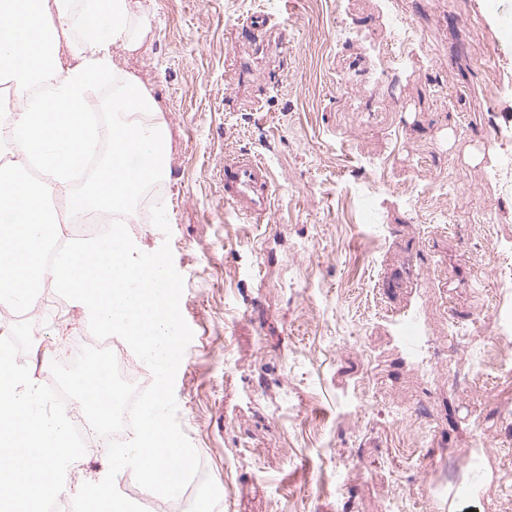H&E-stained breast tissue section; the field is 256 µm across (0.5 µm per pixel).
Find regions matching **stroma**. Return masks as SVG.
I'll use <instances>...</instances> for the list:
<instances>
[{"mask_svg":"<svg viewBox=\"0 0 512 512\" xmlns=\"http://www.w3.org/2000/svg\"><path fill=\"white\" fill-rule=\"evenodd\" d=\"M398 2L418 38L393 97L380 78L392 37L382 0H130L140 46L113 52L167 136L159 189L172 231L138 224L131 236L147 253L170 241L184 278L194 338L175 395L211 512H336L340 494L350 512L413 497L418 512H502L512 496V447L474 451L460 473L467 496L441 482L474 431L500 434L512 383L489 370L471 392L450 390L447 369L423 372L393 328L414 312L441 343L452 316L496 337L512 192L489 173L500 140L512 145V0ZM256 14L278 32L272 53L255 52ZM484 59L498 69L491 98ZM242 153L273 171L261 223L224 202V157ZM364 155L388 161L377 176L388 234L372 255L350 184ZM441 181L452 184L449 227L429 221L427 190ZM408 262L421 277L399 279ZM29 319L23 362L41 385L89 318L50 288Z\"/></svg>","mask_w":512,"mask_h":512,"instance_id":"35a3bbf8","label":"stroma"}]
</instances>
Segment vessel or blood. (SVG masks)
<instances>
[{
  "instance_id": "1",
  "label": "vessel or blood",
  "mask_w": 512,
  "mask_h": 512,
  "mask_svg": "<svg viewBox=\"0 0 512 512\" xmlns=\"http://www.w3.org/2000/svg\"><path fill=\"white\" fill-rule=\"evenodd\" d=\"M223 181L225 203L258 220L269 213L274 182L266 163L242 154L225 158Z\"/></svg>"
}]
</instances>
